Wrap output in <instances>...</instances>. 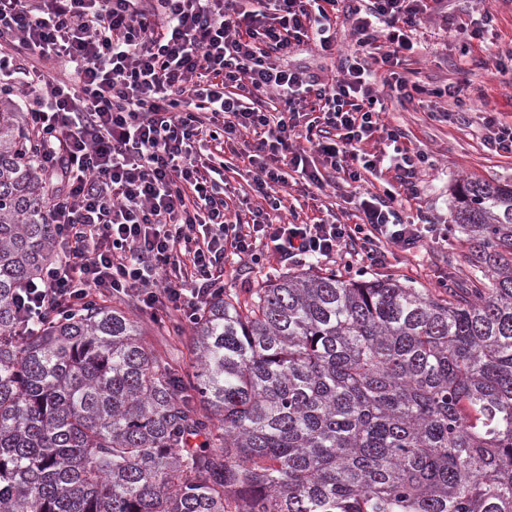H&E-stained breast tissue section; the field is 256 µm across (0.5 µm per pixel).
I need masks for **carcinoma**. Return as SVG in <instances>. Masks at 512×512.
<instances>
[{
	"instance_id": "obj_1",
	"label": "carcinoma",
	"mask_w": 512,
	"mask_h": 512,
	"mask_svg": "<svg viewBox=\"0 0 512 512\" xmlns=\"http://www.w3.org/2000/svg\"><path fill=\"white\" fill-rule=\"evenodd\" d=\"M37 144L0 93V512H512V183L455 190L464 281L222 290L189 375L128 302L13 331L54 259Z\"/></svg>"
}]
</instances>
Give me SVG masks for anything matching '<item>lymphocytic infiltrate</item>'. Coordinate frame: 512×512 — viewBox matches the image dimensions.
Returning a JSON list of instances; mask_svg holds the SVG:
<instances>
[{"mask_svg":"<svg viewBox=\"0 0 512 512\" xmlns=\"http://www.w3.org/2000/svg\"><path fill=\"white\" fill-rule=\"evenodd\" d=\"M442 2L355 0L344 11L340 0H0V78L16 77L40 166L57 180L50 222L64 255L17 294L15 331L118 295L192 319L223 283L229 253L254 263L267 249L286 261L413 253L427 227L403 221L395 203L398 192L416 195L428 158L382 125L378 88L401 103L459 98L458 87L426 89L403 68L408 28ZM342 15L355 44L340 57ZM303 44L337 66H287ZM14 45L35 66L16 61ZM378 131L392 155L367 151ZM245 136L261 200L247 220L228 207L223 159ZM384 164L396 189L358 191ZM333 177L353 186L361 223H308L285 205L290 179L319 189Z\"/></svg>","mask_w":512,"mask_h":512,"instance_id":"f902f5d3","label":"lymphocytic infiltrate"}]
</instances>
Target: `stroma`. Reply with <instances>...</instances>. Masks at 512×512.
<instances>
[{"mask_svg": "<svg viewBox=\"0 0 512 512\" xmlns=\"http://www.w3.org/2000/svg\"><path fill=\"white\" fill-rule=\"evenodd\" d=\"M444 18L422 21L414 33L424 47L421 55L404 65L407 76L428 88L420 101L403 106L388 98L385 123L401 127L399 144L410 151L427 154L429 164L420 176L418 198L405 201L403 212L421 215L424 223L448 233L447 245L424 240L417 255L386 254L381 262L365 265L364 276L392 277L418 288L439 290V276L465 275L462 256L467 251L456 232L450 231L453 189L469 179L512 183V156L496 153L485 142L487 113L512 124V66L497 65L495 52L512 47V0H447ZM490 13L493 23L481 37H472L474 22ZM462 90L464 105L460 118L437 120L441 111H454L452 99L431 96L444 84ZM305 216L311 219L335 213L342 222L353 224L357 211L345 203L333 186H324L313 197L301 198ZM295 263L268 254L264 264L254 265L235 256L224 259L225 290L246 295L258 282L279 272L295 270ZM144 339L157 353L175 357L182 367L194 361L169 322L141 314Z\"/></svg>", "mask_w": 512, "mask_h": 512, "instance_id": "1", "label": "stroma"}]
</instances>
